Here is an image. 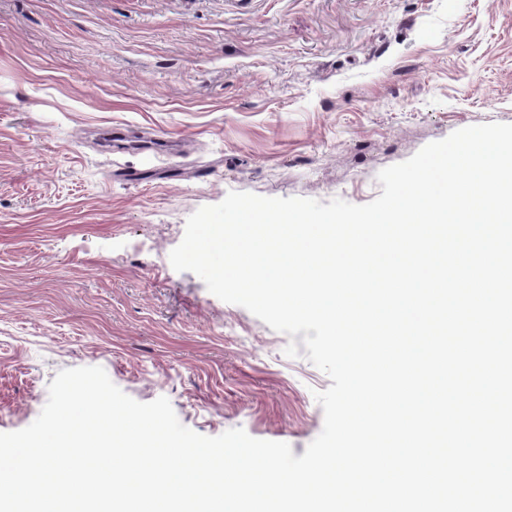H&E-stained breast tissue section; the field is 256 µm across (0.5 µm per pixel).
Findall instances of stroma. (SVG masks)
<instances>
[{
  "label": "stroma",
  "instance_id": "35a3bbf8",
  "mask_svg": "<svg viewBox=\"0 0 512 512\" xmlns=\"http://www.w3.org/2000/svg\"><path fill=\"white\" fill-rule=\"evenodd\" d=\"M512 123V0H0V432L66 368L302 456L329 377L175 271L228 192L362 205Z\"/></svg>",
  "mask_w": 512,
  "mask_h": 512
}]
</instances>
